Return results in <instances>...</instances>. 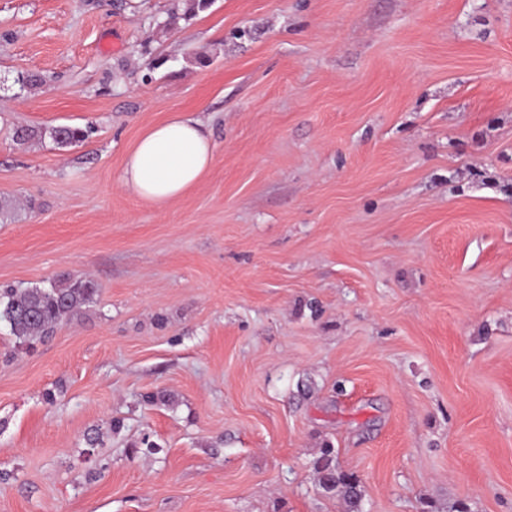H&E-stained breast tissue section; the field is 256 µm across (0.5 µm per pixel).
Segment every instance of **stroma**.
<instances>
[{
	"instance_id": "1",
	"label": "stroma",
	"mask_w": 512,
	"mask_h": 512,
	"mask_svg": "<svg viewBox=\"0 0 512 512\" xmlns=\"http://www.w3.org/2000/svg\"><path fill=\"white\" fill-rule=\"evenodd\" d=\"M173 112L214 163L157 207ZM510 183L512 0H0V289L97 288L0 322V512H345L325 446L365 512H512ZM213 162L204 123L187 112H175L140 136L119 181L126 192L161 207L198 182ZM96 288L86 276L68 277L50 288L0 290V321L18 338H36L89 303ZM314 469L324 491L341 493L347 512L364 511L360 481L338 466L334 448L321 449L320 456L314 460Z\"/></svg>"
}]
</instances>
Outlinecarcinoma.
I'll return each instance as SVG.
<instances>
[{
  "mask_svg": "<svg viewBox=\"0 0 512 512\" xmlns=\"http://www.w3.org/2000/svg\"><path fill=\"white\" fill-rule=\"evenodd\" d=\"M90 133L89 127L60 126L50 135L56 143L67 145L86 140ZM95 292L94 283L86 276L68 277L49 288H4L0 290V321L9 325L14 336L33 339L74 316ZM314 469L324 491L341 493L346 512H363L360 481L338 466L334 449H321Z\"/></svg>",
  "mask_w": 512,
  "mask_h": 512,
  "instance_id": "carcinoma-1",
  "label": "carcinoma"
}]
</instances>
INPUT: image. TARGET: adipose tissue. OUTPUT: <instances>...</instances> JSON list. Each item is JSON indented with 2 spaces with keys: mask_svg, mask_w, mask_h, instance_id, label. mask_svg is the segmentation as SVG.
I'll list each match as a JSON object with an SVG mask.
<instances>
[{
  "mask_svg": "<svg viewBox=\"0 0 512 512\" xmlns=\"http://www.w3.org/2000/svg\"><path fill=\"white\" fill-rule=\"evenodd\" d=\"M214 162L204 123L177 112L148 128L128 153L120 185L156 206H164L198 182Z\"/></svg>",
  "mask_w": 512,
  "mask_h": 512,
  "instance_id": "obj_1",
  "label": "adipose tissue"
}]
</instances>
